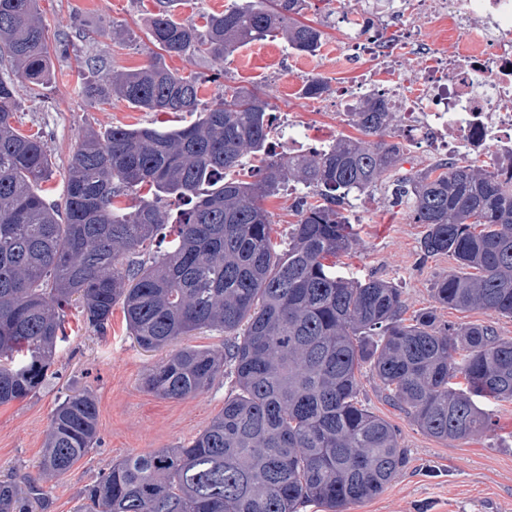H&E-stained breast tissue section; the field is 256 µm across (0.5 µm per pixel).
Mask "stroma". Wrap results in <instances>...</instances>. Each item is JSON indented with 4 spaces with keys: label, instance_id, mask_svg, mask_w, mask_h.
Wrapping results in <instances>:
<instances>
[{
    "label": "stroma",
    "instance_id": "1",
    "mask_svg": "<svg viewBox=\"0 0 512 512\" xmlns=\"http://www.w3.org/2000/svg\"><path fill=\"white\" fill-rule=\"evenodd\" d=\"M52 62L49 81L38 94L17 83L12 123L38 134L51 157L45 195L61 197L67 166L78 138L89 129L115 125L178 126L187 114L148 112L112 97L113 76L137 69L156 53L146 31L159 11L158 0H39ZM346 8L338 0H318L305 12L324 33L317 52L294 53L280 37L240 47L224 61L188 53L165 57V64L200 84V105L213 106L225 87L257 88L270 102L275 123L270 143L288 151L289 138L303 143H332L356 131L336 109L341 88L371 92L377 71L373 57L348 55ZM326 86L318 98L304 97L308 78ZM357 239L343 259L346 275L383 279L399 286L408 313L436 309L440 319L494 326L512 340V318L490 311L458 312L436 308L432 288L458 272L448 254L423 256L424 225L413 223L406 205L394 204L387 185L350 195L341 208ZM66 339L58 343L53 378L34 395L0 405V480L36 476L50 418L66 395L90 392L98 407L99 440L67 474L48 480L49 512H78L82 492L112 463L131 454L176 448L197 436L224 408L229 387L216 380L210 389L183 400L160 398L144 385L150 370L168 349L145 351L130 336L121 307H114L105 333L69 306ZM360 398L398 431L408 463L375 498L348 512H512V401L494 404L497 427L468 440H439L422 432L411 418L383 397L370 371L360 376Z\"/></svg>",
    "mask_w": 512,
    "mask_h": 512
}]
</instances>
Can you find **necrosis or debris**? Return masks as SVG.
Returning a JSON list of instances; mask_svg holds the SVG:
<instances>
[{"label": "necrosis or debris", "mask_w": 512, "mask_h": 512, "mask_svg": "<svg viewBox=\"0 0 512 512\" xmlns=\"http://www.w3.org/2000/svg\"><path fill=\"white\" fill-rule=\"evenodd\" d=\"M416 2L412 14L403 0L388 6V15L406 17L411 36L403 45H388L363 27L352 30L354 49L408 75L377 84L376 95L390 101L400 130L421 133L425 149L446 157L488 155L497 169L512 172V0ZM450 13L459 22L458 37L438 65L420 70L419 29Z\"/></svg>", "instance_id": "1"}]
</instances>
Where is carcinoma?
<instances>
[{
    "label": "carcinoma",
    "instance_id": "1",
    "mask_svg": "<svg viewBox=\"0 0 512 512\" xmlns=\"http://www.w3.org/2000/svg\"><path fill=\"white\" fill-rule=\"evenodd\" d=\"M308 0H249L214 14L204 38L160 10L148 40L166 55L224 57L272 34L312 53L322 32L297 17ZM0 405L36 393L51 377L64 308L76 302L106 332L116 305L146 351L189 333H224V350L181 348L154 366L147 389L184 399L230 380L224 410L179 448L112 464L79 512H347L384 491L407 464L399 434L359 400L367 368L388 402L427 435L466 440L493 427L486 403L512 400V340L491 325L445 323L436 311L404 318L401 289L336 272L353 247L339 206L352 191L387 181L426 231L425 256L450 254L462 272L435 283V302L512 318V179L460 160L396 176L404 146L394 113L368 96L347 113L358 137L299 157L269 150L271 106L256 89H224L202 111L196 79L152 58L112 79L135 108L199 112L176 128L112 126L83 134L65 190L38 186L52 162L43 143L11 122L15 79L37 86L50 72L38 0H0ZM256 179L234 176L246 158ZM321 201L299 203L283 249L263 201L285 180ZM155 200L138 196L141 188ZM164 197L181 209L173 238ZM460 376L464 384L452 379ZM98 408L75 392L51 416L39 475L0 481V512H42L41 481L62 476L94 446Z\"/></svg>",
    "mask_w": 512,
    "mask_h": 512
}]
</instances>
